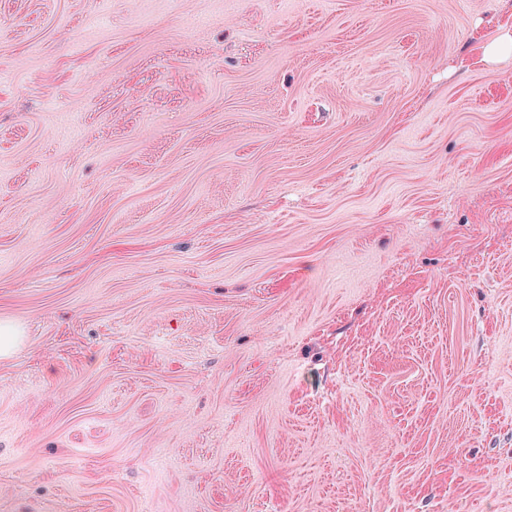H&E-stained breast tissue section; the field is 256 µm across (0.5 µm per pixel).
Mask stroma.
<instances>
[{"label":"stroma","instance_id":"35a3bbf8","mask_svg":"<svg viewBox=\"0 0 512 512\" xmlns=\"http://www.w3.org/2000/svg\"><path fill=\"white\" fill-rule=\"evenodd\" d=\"M512 0H0V512H512Z\"/></svg>","mask_w":512,"mask_h":512}]
</instances>
